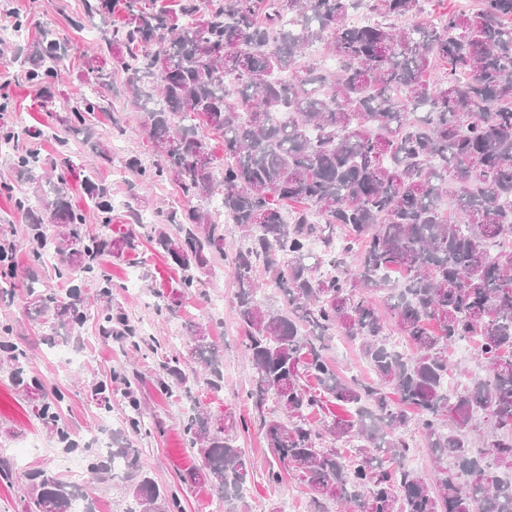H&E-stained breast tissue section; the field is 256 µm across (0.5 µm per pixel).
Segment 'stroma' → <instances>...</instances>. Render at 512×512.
<instances>
[{
	"mask_svg": "<svg viewBox=\"0 0 512 512\" xmlns=\"http://www.w3.org/2000/svg\"><path fill=\"white\" fill-rule=\"evenodd\" d=\"M81 7V0H0V13L26 19L25 40L35 39L40 27L50 21L55 22L57 30L67 37L69 50L55 81L56 106L60 109L86 89L83 54L95 40L86 30L76 31L67 24L68 17L80 13ZM108 97L112 109L99 113L96 123L100 141L112 152L111 165L105 167L94 163L91 150L77 136L70 137L63 147L56 140L46 139L39 142L38 148L41 155L50 160L67 156L78 167L84 168L88 176L107 183L112 189L115 222H122L125 205L130 201L135 202L141 214L155 215L163 203L175 200L174 186L170 181L160 179L147 190H131L124 160L135 155L143 165L151 167L158 158L139 125L138 112L128 104L120 84H113ZM4 99L9 100L10 107L0 113V124L8 126L21 122L40 126L47 123V116L35 103V90L21 62H0V101ZM116 114L125 121V134H117L112 129V117ZM0 180L10 182L13 191L12 196H0V235H9L14 240V260L24 268L28 265L26 219L16 210L14 201L32 195L34 188L24 175L13 169L7 149L1 146ZM104 268L117 285L112 294L113 307L121 308L155 335L166 337L178 333L180 341L174 346L178 352L185 349L183 339L189 325L208 323L210 336L221 352L223 391L214 394L198 385L189 399L177 395L161 396L151 382L152 356L143 355L136 360L145 379L139 398L150 419L157 422L150 435L132 441L137 463L161 485L184 488L183 479L191 472L195 460L185 447L180 420L193 400H200L218 416L227 411L241 417L252 414L251 403L246 397L250 373L243 359V336L234 310L236 285L231 270L227 265H217L208 278L206 295L181 297L178 315L171 318L156 311L158 294H171L178 278L164 257L149 256L143 267L112 260L105 262ZM218 296L224 299V309L217 314L211 303ZM32 302V296L23 288L0 293V322L16 323L14 340L26 347L30 354L29 376L39 378L48 389L66 393L62 416L74 432L78 446L71 451L65 450L36 419L32 404L9 386L6 373L0 370V448L24 446L28 449L25 456L7 460L13 476L8 481L0 478V512H25L24 485L25 475L29 472H41L68 485L90 488L96 512H125L128 496L123 484L97 480L89 469L90 463L96 460L89 445L99 431L121 427L127 410L120 390H112L103 400L92 393L91 386L112 367L125 364L128 357L100 337L98 325L91 318L81 328L78 338L68 337L61 330L57 333V347L46 345L43 338L48 329L29 313ZM238 443L252 452L256 470L253 481L242 493L241 505L245 512H278L282 507L288 508L289 512H310L305 489L296 480L289 479L276 486L264 480L267 451L261 446L259 433L239 435Z\"/></svg>",
	"mask_w": 512,
	"mask_h": 512,
	"instance_id": "obj_1",
	"label": "stroma"
}]
</instances>
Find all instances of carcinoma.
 Returning <instances> with one entry per match:
<instances>
[{"label": "carcinoma", "mask_w": 512, "mask_h": 512, "mask_svg": "<svg viewBox=\"0 0 512 512\" xmlns=\"http://www.w3.org/2000/svg\"><path fill=\"white\" fill-rule=\"evenodd\" d=\"M436 0H83L73 29L97 22L88 55L92 93L67 103L43 129L6 128L12 165L34 185L15 200L27 218L28 288L45 265L69 287L35 296L34 313L77 331L90 296L104 338L155 358L166 396L201 382L224 390L209 326L191 329L188 357L112 310L116 284L106 259L144 260L143 243L168 258L183 293L204 294V276L226 261L237 284L234 308L252 370L247 398L270 460L265 479L293 477L313 512L326 501L356 512H512L499 475L512 471V0H479L470 12L436 11ZM367 13L371 20L355 24ZM323 46L327 70L311 55ZM65 43L45 23L28 49L29 81L52 103ZM124 76L158 166L138 157L124 167L144 187L165 176L181 204L144 224H112L111 189L85 177L84 203L70 191L76 168L46 172L40 138L81 134L100 164L112 154L96 141L107 110L102 91ZM222 139L223 155L211 149ZM214 157L203 167L202 155ZM453 203L454 217L440 202ZM242 246L226 250L227 225ZM273 284L279 302L261 297ZM385 292L383 305L375 294ZM14 324L0 323V369L62 443L74 444L61 416L65 395L28 381L29 355ZM405 338L396 350L387 336ZM336 336L353 341L369 381L340 373L328 355ZM475 341L484 370L447 387L450 348ZM134 367L119 366L92 386L116 384L130 412L114 448L95 467L98 480L127 483V512H184L170 493L126 457L130 436L151 433L136 393ZM414 427L432 450L433 471L387 464L415 447ZM193 477L223 502L241 499L252 468L224 419L198 404L182 421ZM26 512H72L86 494L28 475Z\"/></svg>", "instance_id": "obj_1"}]
</instances>
